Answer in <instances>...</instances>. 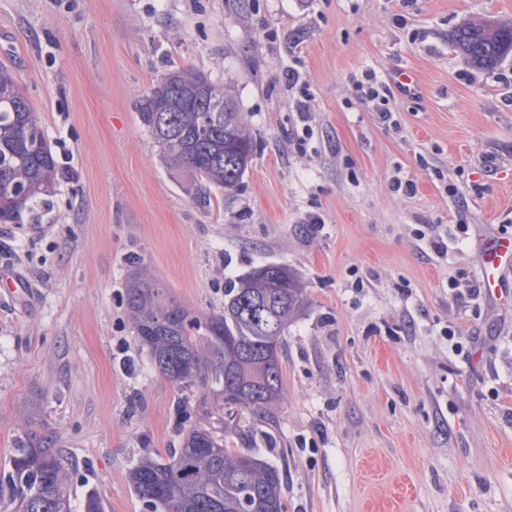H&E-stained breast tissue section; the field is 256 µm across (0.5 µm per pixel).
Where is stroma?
<instances>
[{"label":"stroma","mask_w":512,"mask_h":512,"mask_svg":"<svg viewBox=\"0 0 512 512\" xmlns=\"http://www.w3.org/2000/svg\"><path fill=\"white\" fill-rule=\"evenodd\" d=\"M487 17L512 21V0H0V67L66 173L36 220L0 224V467L33 413L84 476L73 512L90 489L107 512H143L132 462L228 418L215 384L180 389L137 346L130 256L200 317L273 261L308 299L260 451L284 512H512V276L502 298L449 288L479 287L486 239L512 236V54L478 69L450 46ZM177 67L224 84L256 139L234 196L170 165L139 121ZM366 69L401 131L358 101ZM397 172L414 194L391 191ZM426 224L447 256L417 240Z\"/></svg>","instance_id":"35a3bbf8"}]
</instances>
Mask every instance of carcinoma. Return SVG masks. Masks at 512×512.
<instances>
[{"label": "carcinoma", "mask_w": 512, "mask_h": 512, "mask_svg": "<svg viewBox=\"0 0 512 512\" xmlns=\"http://www.w3.org/2000/svg\"><path fill=\"white\" fill-rule=\"evenodd\" d=\"M474 67L490 68L512 52V23L489 20L458 26L451 39ZM140 123L173 165H186L201 180L236 191L256 154L254 138L224 85L203 73L178 69L154 84L137 104ZM62 174L37 113L12 74L0 69V224H21L48 204ZM126 285L132 331L154 368L169 381L215 374L222 396L237 410L274 427L285 399L280 361L288 323L305 304L298 275L276 262L254 266L224 286V313L206 318L209 340L189 329L197 318L154 278L141 259ZM241 447L231 448L198 428L182 432L166 457L133 461L127 480L143 512H282L283 474L256 454L270 439L253 425L239 428ZM45 423L26 420L7 465L0 470V501L14 512H71L77 472L63 459ZM83 512H105L95 490L84 495Z\"/></svg>", "instance_id": "cac0c4a2"}]
</instances>
